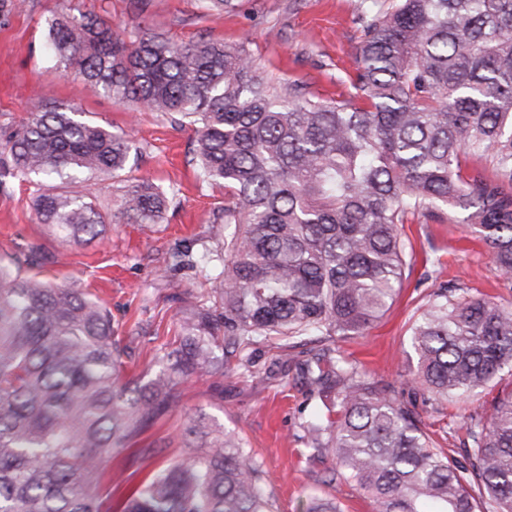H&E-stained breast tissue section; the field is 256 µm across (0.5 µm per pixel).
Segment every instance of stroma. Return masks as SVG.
<instances>
[{
    "mask_svg": "<svg viewBox=\"0 0 512 512\" xmlns=\"http://www.w3.org/2000/svg\"><path fill=\"white\" fill-rule=\"evenodd\" d=\"M231 15H201L195 0H152V23L165 38L188 43L206 34L224 41L249 34L252 54L267 82L274 87L289 81L309 84L327 99L349 91L355 55L362 34V0H237ZM95 14L113 26L133 27L138 19L129 0H30L27 11L0 15V135L27 121L41 105L46 90L60 101L80 106L93 121L129 134L138 161L126 175L166 186L179 194L161 223L152 227L118 219L106 245L75 246L52 235L33 208V188L18 179L0 187V260L25 263L30 247L47 259L42 277L61 286L88 289L112 311L115 336L131 349L125 379L145 383L160 365L154 355L158 342L175 332L179 305L175 289L192 288L209 295L212 282L202 267L165 271L169 256L189 245L217 247L215 221L224 210V188L197 178L192 126L177 125L157 112H134L110 98L87 90L51 68L43 40L46 19L54 13ZM402 236L412 248L413 268L404 278L385 314L361 336L341 342L344 355L372 370L377 378L399 381L413 364L408 355V330L432 291L425 274L440 261L443 280L480 289L512 300L504 288L483 242L461 223L409 218ZM252 377L237 371L236 358L224 362L222 379L188 383L177 409L132 439L125 448L104 455L112 471V506L120 508L130 489L145 481L159 460L143 456L161 439L179 435L189 414L206 413L243 437L264 461L266 483L275 496L277 512H299L307 497L333 496L342 512H371L355 487L320 482L322 463L306 459L299 439L300 424L314 410L296 371L276 364V351L267 345L251 348ZM402 399L416 407L438 446L461 449L464 414L484 401L424 402L421 394L405 390Z\"/></svg>",
    "mask_w": 512,
    "mask_h": 512,
    "instance_id": "35a3bbf8",
    "label": "stroma"
}]
</instances>
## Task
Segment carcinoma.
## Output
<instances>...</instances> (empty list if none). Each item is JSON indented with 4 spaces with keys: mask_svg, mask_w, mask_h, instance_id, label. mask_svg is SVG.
I'll return each instance as SVG.
<instances>
[{
    "mask_svg": "<svg viewBox=\"0 0 512 512\" xmlns=\"http://www.w3.org/2000/svg\"><path fill=\"white\" fill-rule=\"evenodd\" d=\"M232 12L236 0H197ZM351 91L323 100L299 81L272 87L248 50L200 37L176 44L139 24L57 13L45 45L61 74L136 111L195 127L202 183L224 185V246L178 252L166 267L210 266L212 300L191 288L178 336L148 383L121 382L111 311L81 288L0 263V512H112L102 454L123 448L179 403L192 379L252 375L245 350L277 340L309 398L300 424L324 484L345 482L373 512H512V392L464 415L468 463L435 446L390 383L346 357L412 269L409 217L462 218L512 286V0H369ZM132 142L47 90L0 146V174L29 181L39 223L62 240L108 238L112 215L92 177L125 181ZM178 194L123 186L118 215L158 224ZM435 290L409 328L415 386L469 398L512 376V301L431 272ZM180 458L128 497L124 512H275L260 457L199 412ZM301 512H341L311 496Z\"/></svg>",
    "mask_w": 512,
    "mask_h": 512,
    "instance_id": "carcinoma-1",
    "label": "carcinoma"
}]
</instances>
